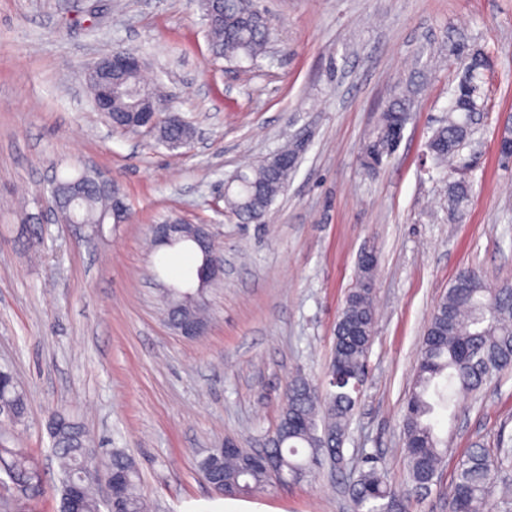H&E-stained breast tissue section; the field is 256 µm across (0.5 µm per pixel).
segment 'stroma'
I'll list each match as a JSON object with an SVG mask.
<instances>
[{"instance_id":"stroma-1","label":"stroma","mask_w":512,"mask_h":512,"mask_svg":"<svg viewBox=\"0 0 512 512\" xmlns=\"http://www.w3.org/2000/svg\"><path fill=\"white\" fill-rule=\"evenodd\" d=\"M0 0V369L27 400L9 447L28 452L37 489L11 512H58L59 469L47 414L64 409L102 457L136 463L149 512H214L221 494L197 468L234 439L262 447L289 381L320 382L357 261L375 253L377 322L346 455L374 458L411 488L401 410L429 315L460 269L486 286L512 281V166L497 135L512 122V0H261L273 20L267 59L234 64L209 51L200 0ZM486 48L488 110L463 158L473 199L448 221V181L429 177L427 142L448 117L461 53ZM115 49L149 62L202 139L169 149L116 132L93 104L86 65ZM412 90L397 152L373 174L360 164L381 111ZM303 142L297 167L262 224H244L220 194L230 177ZM93 169L131 209L98 233L54 216L52 181ZM39 215L28 226L27 216ZM168 218L209 225L224 279L204 292L205 335L164 319L158 283L194 279L200 258L150 244ZM461 417H438L450 451L440 484L414 512H448L458 459L476 441L512 437V376ZM349 473L322 469L249 497L258 512H348Z\"/></svg>"}]
</instances>
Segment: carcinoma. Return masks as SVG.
<instances>
[{"label": "carcinoma", "mask_w": 512, "mask_h": 512, "mask_svg": "<svg viewBox=\"0 0 512 512\" xmlns=\"http://www.w3.org/2000/svg\"><path fill=\"white\" fill-rule=\"evenodd\" d=\"M208 13L210 50L229 62L253 63L266 53L271 29L252 0H204ZM490 53L476 49L464 58V75L451 91L448 120L433 130L427 149L440 171L458 167L460 153L472 134V117L485 111L484 70ZM410 90L404 89L381 113L377 126L365 145L362 167L373 173L383 158L393 154L391 128L408 122ZM186 124L180 132L156 130L162 145L177 149L180 141L193 136ZM300 150L292 142L256 168L241 171L232 181L224 202L241 221L263 222L295 168ZM472 186L460 178L448 184V208L462 216L471 197ZM81 217L96 222L107 206L93 188L76 198ZM356 287L347 295L336 320L334 354L329 368L336 369L338 381L328 382L320 391L304 378L288 384L275 433L279 445L270 449L275 469L257 464L244 471L246 451L222 460L224 482L235 487V495H249L271 483L293 482L302 471L314 473L324 467L335 472L348 465L344 444L348 426L360 397V389L343 384L339 378L368 368V355L375 335L373 282L376 261L360 256ZM512 372V283L497 288L483 285L472 269L461 270L448 292L434 305L423 334L416 373L405 401L402 428L407 465L413 485L420 488L438 481L441 465L448 455V438L439 436L430 422L438 410L457 411L461 393L479 397L493 380ZM0 400L14 409L13 421L26 412V398L8 372L0 376ZM52 450L60 465V502L75 487L82 489L81 512H100L93 495V483L86 477L85 458L91 446L82 423L66 410L51 412L48 425ZM350 487L352 512H411L410 495L388 483L374 461ZM512 465V438L500 439L497 448L482 444L469 448L458 461L448 492V512H512V481L502 476ZM104 467L126 476L124 494L114 505L117 512H147L138 492L139 473L135 463L115 450ZM0 470L16 485L39 481L29 457L16 448L0 446Z\"/></svg>", "instance_id": "cac0c4a2"}]
</instances>
